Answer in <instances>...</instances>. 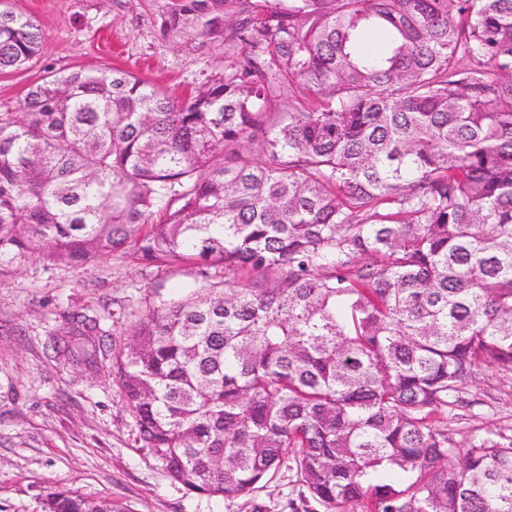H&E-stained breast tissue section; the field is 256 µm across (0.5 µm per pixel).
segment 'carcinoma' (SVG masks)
Listing matches in <instances>:
<instances>
[{
    "mask_svg": "<svg viewBox=\"0 0 512 512\" xmlns=\"http://www.w3.org/2000/svg\"><path fill=\"white\" fill-rule=\"evenodd\" d=\"M162 32L242 53L181 99L103 67L0 112V266L131 248L220 280L149 309L116 355L73 313L55 358L112 360L143 447L191 492L285 465L292 512H512V443L459 448L444 425L477 368L512 371V0H172ZM41 39L0 3V74ZM295 84L313 103L275 111ZM43 512L112 503L58 489Z\"/></svg>",
    "mask_w": 512,
    "mask_h": 512,
    "instance_id": "1",
    "label": "carcinoma"
}]
</instances>
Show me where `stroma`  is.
I'll list each match as a JSON object with an SVG mask.
<instances>
[{"mask_svg": "<svg viewBox=\"0 0 512 512\" xmlns=\"http://www.w3.org/2000/svg\"><path fill=\"white\" fill-rule=\"evenodd\" d=\"M35 18L42 50L26 69L0 75V112H14L48 71L125 69L179 97L221 70L223 41L175 40L160 24L171 0H11ZM200 267H154L117 252L74 270L42 252L0 269V512H41L52 489L106 500L112 512H289L302 490L281 469L263 489L232 499L173 482L144 448L112 376L55 360L49 332L68 312L111 313L112 349L149 307L206 285ZM448 413V435L471 442L512 441V371L479 368Z\"/></svg>", "mask_w": 512, "mask_h": 512, "instance_id": "stroma-1", "label": "stroma"}]
</instances>
